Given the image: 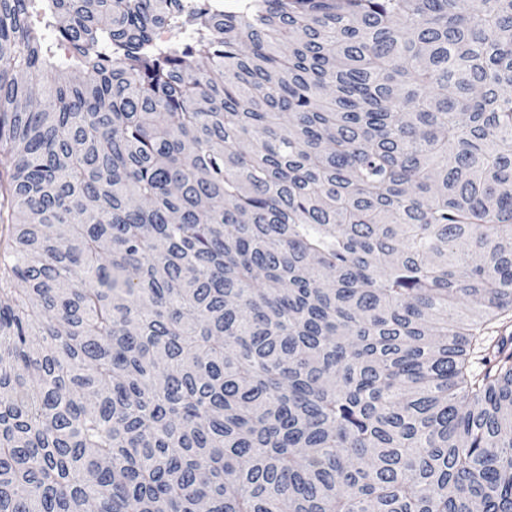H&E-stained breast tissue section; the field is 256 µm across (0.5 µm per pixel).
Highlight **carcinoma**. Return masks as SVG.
<instances>
[{"instance_id": "1", "label": "carcinoma", "mask_w": 512, "mask_h": 512, "mask_svg": "<svg viewBox=\"0 0 512 512\" xmlns=\"http://www.w3.org/2000/svg\"><path fill=\"white\" fill-rule=\"evenodd\" d=\"M0 512H512V0H0Z\"/></svg>"}]
</instances>
